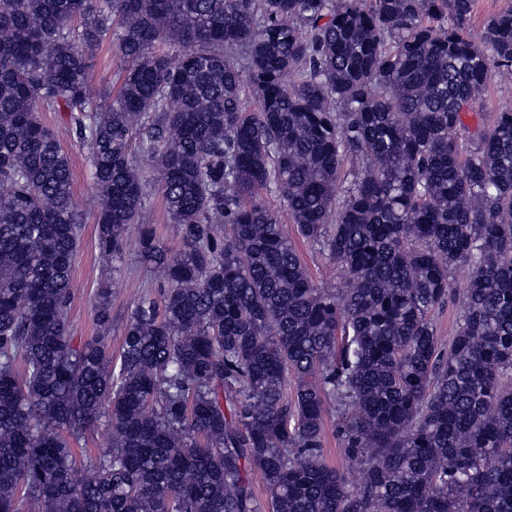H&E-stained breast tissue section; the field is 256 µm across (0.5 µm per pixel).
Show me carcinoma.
Returning a JSON list of instances; mask_svg holds the SVG:
<instances>
[{
    "mask_svg": "<svg viewBox=\"0 0 512 512\" xmlns=\"http://www.w3.org/2000/svg\"><path fill=\"white\" fill-rule=\"evenodd\" d=\"M473 4L0 0V512H512V110L451 135L491 65L512 75V10L477 44ZM109 33L123 81L100 105ZM47 109L87 149L100 253L134 231L164 285L117 359L111 288L99 336L68 334L80 213ZM330 411L354 481L322 459ZM103 417L109 447L77 463ZM137 165L139 166L141 175L149 183L146 201L149 220L151 224L156 226L157 234L164 245L169 250L176 251L179 248V243L169 235L167 225L170 224V221L165 211L162 198L154 186V180L157 178V173L148 166L140 164L139 161H137ZM282 224L284 230L288 234V238L294 243L296 249L301 255L303 262L308 267L314 281L327 288H337L340 280V273L332 269L333 265L330 264L326 256L322 255L318 249L311 247L306 242H303L297 235L294 224L288 222L287 216H282ZM458 317L459 307L456 303L451 302L434 314L437 334L444 345L448 346V338L454 335L457 329Z\"/></svg>",
    "mask_w": 512,
    "mask_h": 512,
    "instance_id": "cac0c4a2",
    "label": "carcinoma"
}]
</instances>
